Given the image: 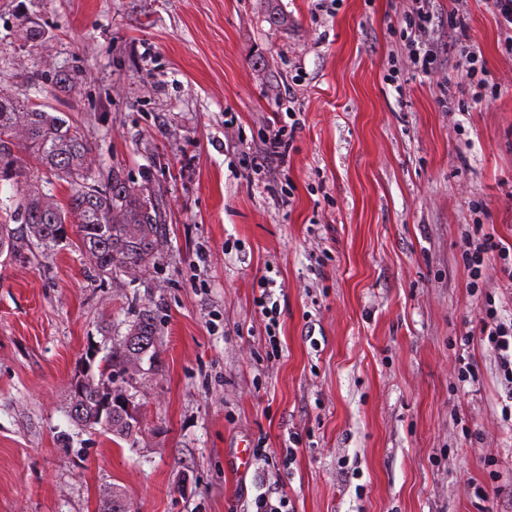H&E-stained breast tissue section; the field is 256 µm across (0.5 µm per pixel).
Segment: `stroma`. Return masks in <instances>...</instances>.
Listing matches in <instances>:
<instances>
[{"instance_id": "stroma-1", "label": "stroma", "mask_w": 512, "mask_h": 512, "mask_svg": "<svg viewBox=\"0 0 512 512\" xmlns=\"http://www.w3.org/2000/svg\"><path fill=\"white\" fill-rule=\"evenodd\" d=\"M277 4L282 27L267 0H0V76L70 113L92 166L166 216L154 268L113 280L73 238L0 256V512H101L115 489L130 512H256L271 491L290 512H512V423L479 338L487 307L512 318V280L491 267L472 288L462 257L476 223L512 246L496 17L468 0L452 30L455 0H435L424 74L408 0ZM289 107L280 161L262 140ZM144 306L159 352L137 439L116 443L70 420V385Z\"/></svg>"}]
</instances>
